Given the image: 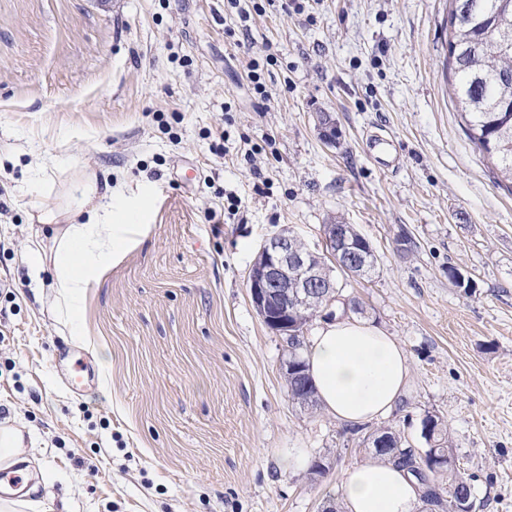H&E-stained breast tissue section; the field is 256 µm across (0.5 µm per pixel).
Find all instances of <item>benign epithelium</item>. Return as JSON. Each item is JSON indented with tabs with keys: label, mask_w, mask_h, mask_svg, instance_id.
<instances>
[{
	"label": "benign epithelium",
	"mask_w": 512,
	"mask_h": 512,
	"mask_svg": "<svg viewBox=\"0 0 512 512\" xmlns=\"http://www.w3.org/2000/svg\"><path fill=\"white\" fill-rule=\"evenodd\" d=\"M319 127L325 140L336 141V123L330 114L319 116ZM248 282L252 303L264 324L288 339L299 334L298 316L314 302L313 289H322L324 295L336 292V283L315 255L285 233L263 242Z\"/></svg>",
	"instance_id": "1"
}]
</instances>
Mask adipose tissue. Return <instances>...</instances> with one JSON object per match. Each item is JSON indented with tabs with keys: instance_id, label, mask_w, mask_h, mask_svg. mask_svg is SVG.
Returning <instances> with one entry per match:
<instances>
[{
	"instance_id": "obj_1",
	"label": "adipose tissue",
	"mask_w": 512,
	"mask_h": 512,
	"mask_svg": "<svg viewBox=\"0 0 512 512\" xmlns=\"http://www.w3.org/2000/svg\"><path fill=\"white\" fill-rule=\"evenodd\" d=\"M31 207L37 221L55 225L56 232L52 257L31 248L30 277L37 282L43 272H51L55 312L76 323L88 285L113 263L136 227L113 213L111 191H100L90 177L78 183L73 204L64 210L45 208L37 196ZM304 360L322 409L345 426L389 414L409 383L402 345L383 328L353 317L321 321ZM340 491L345 512H417L420 504L412 476L378 458L349 469Z\"/></svg>"
}]
</instances>
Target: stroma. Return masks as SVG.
Masks as SVG:
<instances>
[{
  "label": "stroma",
  "instance_id": "stroma-1",
  "mask_svg": "<svg viewBox=\"0 0 512 512\" xmlns=\"http://www.w3.org/2000/svg\"><path fill=\"white\" fill-rule=\"evenodd\" d=\"M245 25L228 37L244 24L224 0H0V420L21 422L51 483L20 512L340 502L373 453L291 401L288 343L248 288L266 238L321 254L327 224L354 225L377 258L368 276L337 274L335 316L359 300L409 354L404 402L377 427L423 449L422 419L440 416L475 477L473 512H512V189L450 97L449 0H294ZM368 129L392 149L370 155ZM86 177L151 207L87 288L80 341L25 259L54 246L33 194L59 208ZM65 347L95 371L78 392ZM300 448L324 474L289 465Z\"/></svg>",
  "mask_w": 512,
  "mask_h": 512
}]
</instances>
